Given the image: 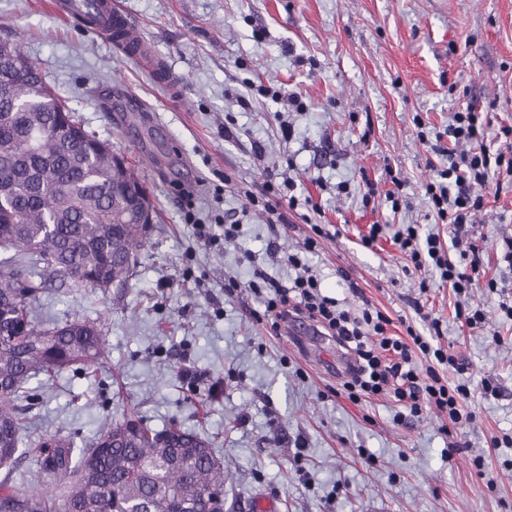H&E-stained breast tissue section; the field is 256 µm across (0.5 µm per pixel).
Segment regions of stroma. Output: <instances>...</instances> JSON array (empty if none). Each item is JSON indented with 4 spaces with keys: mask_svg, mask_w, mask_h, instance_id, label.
<instances>
[{
    "mask_svg": "<svg viewBox=\"0 0 512 512\" xmlns=\"http://www.w3.org/2000/svg\"><path fill=\"white\" fill-rule=\"evenodd\" d=\"M48 2L0 0V36L20 41L85 129L130 161L147 158L140 174L157 218L124 287L52 280L41 294V317L98 327L107 364L94 377L71 366L30 383L17 401L27 444L56 436L81 448L101 418L132 415L155 430L208 436L224 467V500L245 512H512V447L491 445L512 436V320L500 296L479 287L467 302L485 320L462 326L451 288L433 277L420 290L422 272L392 242L398 225L416 224L459 256L450 226L429 214L433 172L415 121L441 130L474 102L486 143L512 152L498 135L512 125V0H118L139 39L181 78L174 90ZM258 79L281 98L250 90ZM388 165L405 182L401 209L363 207L362 175L386 192ZM219 171L234 183L220 196ZM268 172L321 204V214L280 226L284 251L302 250L311 223L339 230L310 257L323 294L353 310L371 301L399 335L409 325L426 333L421 313L441 320L437 345L470 367L473 423L428 409L400 425L388 396H338L349 347L303 317L294 336L274 333L248 290L225 294V278L245 284L257 265L285 285L295 272L268 251L262 214L244 217L235 241L211 247L184 223L179 193L191 188L197 218L212 224L240 211L238 187ZM373 223L384 234L367 249L360 238ZM471 237L486 278L512 297L502 260L511 183L488 194ZM188 367L194 378L184 377Z\"/></svg>",
    "mask_w": 512,
    "mask_h": 512,
    "instance_id": "35a3bbf8",
    "label": "stroma"
}]
</instances>
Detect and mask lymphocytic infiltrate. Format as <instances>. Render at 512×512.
<instances>
[{
	"label": "lymphocytic infiltrate",
	"instance_id": "1",
	"mask_svg": "<svg viewBox=\"0 0 512 512\" xmlns=\"http://www.w3.org/2000/svg\"><path fill=\"white\" fill-rule=\"evenodd\" d=\"M484 128L480 109L467 105L455 112L444 132L435 134L418 130L417 137L431 152L440 156L441 165L434 179L426 186L429 208L440 223L451 225L455 234L464 235L477 212L485 205V197L495 176L512 177V154L483 147ZM245 211H258L266 216L269 226L287 223L288 212L298 206H312V198H299L282 189L274 175H265L259 189L244 194ZM394 245L418 271L438 276L457 296H467L477 284L497 289L496 279L480 281L481 258L478 249L461 253L451 259L439 237L420 236L419 228L406 224L394 234ZM289 266L299 269L293 288H284L279 281L262 270H255L248 283L253 294L262 300L263 318L272 327H279L289 316L309 319L338 340L352 344L357 355L351 378L343 385L348 399L382 394L392 395L400 405L397 422L406 417L421 416L424 409L445 414L451 423L473 421L474 412L465 411L464 401L470 388L465 380L467 366L455 355L432 348L429 340L412 334L410 340L389 334L390 318L380 310L364 307L361 313L341 308L334 298L322 295L320 281L311 269L305 268L301 256L288 255ZM432 356L434 363L425 372H418L417 355ZM451 368L458 376L457 384H446L440 367Z\"/></svg>",
	"mask_w": 512,
	"mask_h": 512
}]
</instances>
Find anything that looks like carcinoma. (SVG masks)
Here are the masks:
<instances>
[{
    "label": "carcinoma",
    "instance_id": "1",
    "mask_svg": "<svg viewBox=\"0 0 512 512\" xmlns=\"http://www.w3.org/2000/svg\"><path fill=\"white\" fill-rule=\"evenodd\" d=\"M0 512H208L224 492V467L195 431H154L133 416L105 417L91 446L75 456L56 440L24 447L15 405L27 383L53 380L81 364L97 371L98 328L74 320L45 325L31 302L48 274L108 288L124 282L148 243L147 229L127 224L143 182L112 164V146L76 121L15 40L0 38ZM45 455L64 496H32L14 469L32 451Z\"/></svg>",
    "mask_w": 512,
    "mask_h": 512
}]
</instances>
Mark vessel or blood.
Wrapping results in <instances>:
<instances>
[{
    "label": "vessel or blood",
    "instance_id": "b4317fda",
    "mask_svg": "<svg viewBox=\"0 0 512 512\" xmlns=\"http://www.w3.org/2000/svg\"><path fill=\"white\" fill-rule=\"evenodd\" d=\"M51 9L60 18L81 25L92 24L133 60H141L147 51L143 42L130 38L132 23L123 11L114 7L112 0H52Z\"/></svg>",
    "mask_w": 512,
    "mask_h": 512
}]
</instances>
